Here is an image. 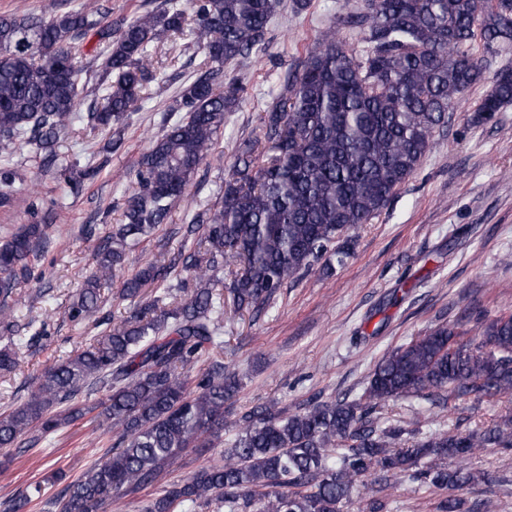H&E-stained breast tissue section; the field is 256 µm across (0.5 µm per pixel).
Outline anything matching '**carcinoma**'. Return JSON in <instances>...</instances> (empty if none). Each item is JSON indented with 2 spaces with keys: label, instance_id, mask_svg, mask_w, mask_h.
Returning <instances> with one entry per match:
<instances>
[{
  "label": "carcinoma",
  "instance_id": "cac0c4a2",
  "mask_svg": "<svg viewBox=\"0 0 512 512\" xmlns=\"http://www.w3.org/2000/svg\"><path fill=\"white\" fill-rule=\"evenodd\" d=\"M279 0H177L112 25L96 3L54 5L48 15L0 16V208L15 199L11 159L28 150L44 167L78 120L112 130L139 108L152 71L149 45L162 33L181 34L187 18L208 67L187 85L170 111L180 112L139 161L140 190L124 223L95 249V266L69 307L71 320L92 316L102 285L130 248L165 223L224 131V113L237 109L242 86L231 76L239 57L263 50ZM366 49L359 54L328 29L300 71L284 79L265 110V165L255 167L258 142L239 148L219 202L196 214L187 232L203 235L182 258L194 288L165 304L141 302L142 288L168 271L148 263L127 278L122 296L135 313L85 348L45 369L26 399L0 414V447L24 436L34 446L84 418L94 429L119 432L101 462L50 500L56 512H101L112 500L153 485L181 452L209 447L224 431V403L238 380L224 375L214 355L224 349V316L269 305L285 284L309 271L331 248L349 253L359 229L379 213L416 170L448 112L481 78L475 38L488 54L512 45V0H366L348 10ZM91 58L92 63L84 62ZM97 94L82 114L90 81ZM512 103V69L497 74L476 108L489 120ZM47 225L23 224L0 240V373L18 365L28 325L18 319L17 286L43 258ZM232 254L241 267L227 292L213 273ZM456 326L437 324L385 355L358 398L323 402L290 415L268 408L238 418V434L224 463L203 467L164 486L145 512L189 506L215 512H342L356 479L369 512H382L388 475L445 490L439 512H462L458 492L479 477L461 466L481 448L512 449V419L482 430L412 437L384 426L377 410L420 397L433 403H477L512 394V315L481 325L464 341ZM208 359L191 381L181 370ZM105 402L73 408L97 387ZM460 465L448 469L446 459ZM32 498L0 502V512H27Z\"/></svg>",
  "mask_w": 512,
  "mask_h": 512
}]
</instances>
